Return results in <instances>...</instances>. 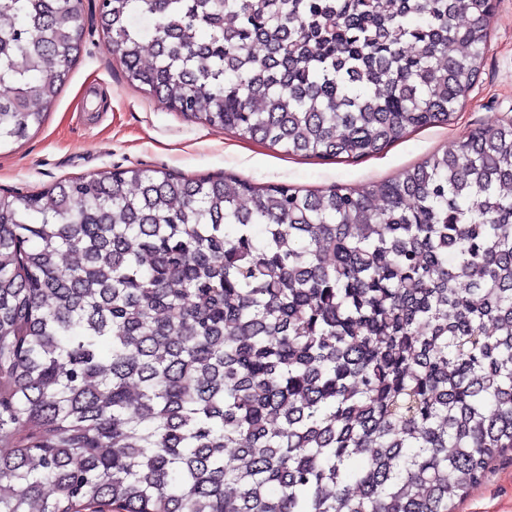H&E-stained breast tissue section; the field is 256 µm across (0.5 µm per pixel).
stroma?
<instances>
[{"instance_id": "35a3bbf8", "label": "stroma", "mask_w": 512, "mask_h": 512, "mask_svg": "<svg viewBox=\"0 0 512 512\" xmlns=\"http://www.w3.org/2000/svg\"><path fill=\"white\" fill-rule=\"evenodd\" d=\"M84 45L42 126L29 139L0 148V189L26 192L134 167L303 190L357 189L454 148L474 127L512 119V0H497L479 80L452 124L410 133L382 153L355 161L292 156L171 111L127 83L108 37L89 29ZM458 512H512V452L490 465Z\"/></svg>"}]
</instances>
